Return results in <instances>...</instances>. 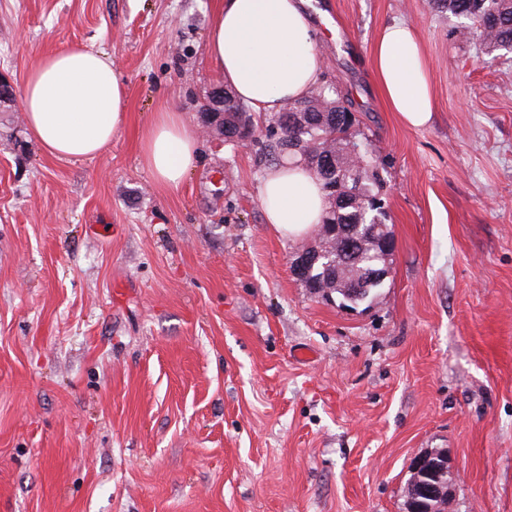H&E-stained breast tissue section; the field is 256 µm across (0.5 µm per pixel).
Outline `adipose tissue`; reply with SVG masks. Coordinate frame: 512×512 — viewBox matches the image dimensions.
<instances>
[{"label":"adipose tissue","instance_id":"obj_1","mask_svg":"<svg viewBox=\"0 0 512 512\" xmlns=\"http://www.w3.org/2000/svg\"><path fill=\"white\" fill-rule=\"evenodd\" d=\"M310 0H224L206 53L224 83L262 115L282 111L317 86L323 58ZM372 71L388 111L406 125H429L433 97L428 63L413 24H385L373 45ZM30 133L61 160L103 154L127 119V78L107 53L71 46L46 55L28 73L21 94ZM140 160L156 185L179 190L198 161V138L175 106L155 113L140 139ZM264 220L282 237L311 233L327 207L316 177L298 162L270 168L262 179Z\"/></svg>","mask_w":512,"mask_h":512}]
</instances>
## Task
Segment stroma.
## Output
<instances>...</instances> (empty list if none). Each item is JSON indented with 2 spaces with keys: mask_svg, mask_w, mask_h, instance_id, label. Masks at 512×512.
<instances>
[{
  "mask_svg": "<svg viewBox=\"0 0 512 512\" xmlns=\"http://www.w3.org/2000/svg\"><path fill=\"white\" fill-rule=\"evenodd\" d=\"M321 2L323 79L354 104L393 234L388 278L352 308L292 273L318 238L265 224L258 146L200 135L175 193L139 161L162 104L201 125L219 0H0L14 89L72 44L128 79L92 159L0 118V512H404L434 449L455 512H512V58L431 0ZM395 19L429 62L421 130L373 82Z\"/></svg>",
  "mask_w": 512,
  "mask_h": 512,
  "instance_id": "35a3bbf8",
  "label": "stroma"
}]
</instances>
